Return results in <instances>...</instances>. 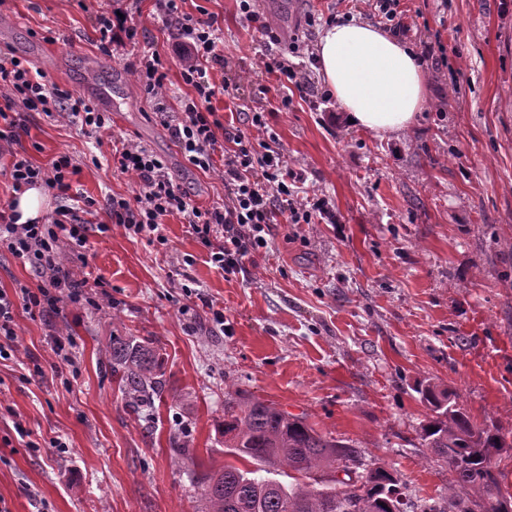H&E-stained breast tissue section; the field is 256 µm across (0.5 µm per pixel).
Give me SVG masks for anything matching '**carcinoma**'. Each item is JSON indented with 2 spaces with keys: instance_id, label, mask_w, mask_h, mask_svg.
<instances>
[{
  "instance_id": "1",
  "label": "carcinoma",
  "mask_w": 512,
  "mask_h": 512,
  "mask_svg": "<svg viewBox=\"0 0 512 512\" xmlns=\"http://www.w3.org/2000/svg\"><path fill=\"white\" fill-rule=\"evenodd\" d=\"M112 372L130 405L146 402L159 391L162 362L152 350L112 337ZM420 400L429 410L419 434L454 475L442 501L420 507L405 501L397 479L378 466L350 475L347 461L358 452L327 438L304 418L275 404L242 396L224 404L219 433L232 455L269 465L265 474L226 465L211 473L201 512H512V496L502 492L494 473V455L512 445L488 425L478 426L458 396L437 384L420 385ZM288 468V473L280 467ZM344 472L336 486L318 473ZM286 475L291 482L278 479Z\"/></svg>"
}]
</instances>
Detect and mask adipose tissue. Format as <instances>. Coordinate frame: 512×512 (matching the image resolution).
Instances as JSON below:
<instances>
[{
    "instance_id": "obj_1",
    "label": "adipose tissue",
    "mask_w": 512,
    "mask_h": 512,
    "mask_svg": "<svg viewBox=\"0 0 512 512\" xmlns=\"http://www.w3.org/2000/svg\"><path fill=\"white\" fill-rule=\"evenodd\" d=\"M316 56L346 118L375 135L408 130L430 96L426 67L403 40L365 22L327 27Z\"/></svg>"
}]
</instances>
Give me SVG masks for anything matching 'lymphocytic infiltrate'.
Returning a JSON list of instances; mask_svg holds the SVG:
<instances>
[{
	"label": "lymphocytic infiltrate",
	"mask_w": 512,
	"mask_h": 512,
	"mask_svg": "<svg viewBox=\"0 0 512 512\" xmlns=\"http://www.w3.org/2000/svg\"><path fill=\"white\" fill-rule=\"evenodd\" d=\"M182 3L183 0L157 2L164 18L179 25L181 78L190 89L181 99L180 118L172 135L187 160L198 169L208 172L223 167L224 204L205 211L195 207L186 193L174 185L160 158L144 146L127 142L115 150L113 161L121 172L136 178L139 191L131 200L112 199L108 216L111 223L136 235L158 233L164 217L182 216L209 248L212 262L233 274L240 270L246 257L267 247L271 226L277 219L289 224H311L333 218L334 213L324 199L304 197L291 189L289 172L277 147L267 142L254 145L242 129L223 126L211 101L220 94L233 95L236 87L227 81L215 83L209 74L210 65L225 63L219 51L221 29L215 18L201 19L184 12ZM19 107L48 114L68 110L92 133L104 130L109 123L106 113L96 110L81 96L33 78L24 63L0 53V120L5 121L15 141L22 128L14 116ZM72 172L69 156H58L45 169L18 153L11 178L15 189L42 181L63 196L71 188ZM87 230L85 222L64 207L58 208L47 224H21L14 213L0 211V250L46 279L37 290L24 288L16 296L0 289L1 360L11 359L19 351L14 329L17 305H24L34 315L57 311L62 302L80 306L81 294L67 289L74 270L54 246L62 237L82 243Z\"/></svg>",
	"instance_id": "lymphocytic-infiltrate-1"
}]
</instances>
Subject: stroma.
<instances>
[{"instance_id":"35a3bbf8","label":"stroma","mask_w":512,"mask_h":512,"mask_svg":"<svg viewBox=\"0 0 512 512\" xmlns=\"http://www.w3.org/2000/svg\"><path fill=\"white\" fill-rule=\"evenodd\" d=\"M412 46L440 43L430 102L410 130L379 138L350 126L309 57L328 16L372 22L362 0H255L253 9L298 44L309 98L282 105L256 58L266 38L237 0H186L215 16L239 84L212 105L223 122L265 107L254 142L275 139L298 187L325 198L336 223L273 225L266 249L225 274L179 216L160 236L112 226L114 197L139 186L112 164L134 142L164 160L193 205L222 206L224 179L190 164L171 134L187 93L172 28L156 0H0V51L59 89L111 100L110 122L88 134L79 118L25 112L19 143L0 150V208L15 197L13 155L76 168L66 197L46 189L45 215L66 206L89 222L84 246L59 243L86 301L56 314L16 308L17 358L0 360V499L9 512H198L204 482L229 459L217 432L224 398L239 391L305 416L389 470L412 500H440L454 481L419 438L432 382L471 418L512 443V0H401ZM114 40L102 49L95 17ZM138 30L127 40L125 28ZM159 52L164 103L135 68ZM269 89L266 99L256 84ZM70 338L68 357L54 339ZM163 361L164 388L132 408L112 375L113 337ZM62 439L66 450L53 448Z\"/></svg>"}]
</instances>
